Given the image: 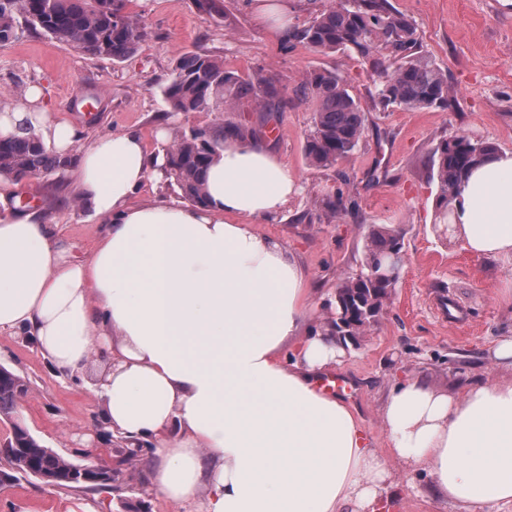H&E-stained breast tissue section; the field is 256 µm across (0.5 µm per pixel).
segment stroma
<instances>
[{
  "label": "stroma",
  "instance_id": "1",
  "mask_svg": "<svg viewBox=\"0 0 512 512\" xmlns=\"http://www.w3.org/2000/svg\"><path fill=\"white\" fill-rule=\"evenodd\" d=\"M417 25L424 51L448 74L458 104L449 109H383L376 103L368 63L354 54L320 55L281 40L258 21L250 0H223L224 16L199 11L195 0H129L147 35L138 51L115 62L59 47L29 34L0 43V94L40 87L45 107L69 119L85 134L127 128L152 137L164 120L176 128H209L218 121L257 130L296 178L299 192L272 221L256 228L295 253L318 293L334 292L340 278L360 270L365 235L372 225L397 228L405 263L401 278L366 337L353 342L331 375L351 383L347 403L379 450L388 446L381 417L384 399L397 380L420 377L453 391L467 383L512 379L494 365L497 341L512 336V257L470 253L460 240L441 234L430 220L438 185L429 172L433 148L464 134L512 151V0H392ZM184 52L221 56L227 69L273 77L288 99L268 114L245 106L235 112L171 115L161 90L174 61ZM327 68L346 81L365 113L363 138L346 161L318 167L306 159L304 141L313 112L295 88L303 72ZM56 178L21 182L23 196L37 197L49 211L76 258L90 257L102 225L79 218L70 190H56ZM342 195L345 210L330 215L322 198ZM460 304L449 322L444 299ZM22 376L29 390L18 402V418L43 443L81 461L85 443L105 446L93 426L98 410L83 380L57 377L33 341L0 334V366ZM400 482V512H462L459 505L428 500L421 492L427 471L392 466ZM116 512V496L65 492L23 477L0 487V512Z\"/></svg>",
  "mask_w": 512,
  "mask_h": 512
}]
</instances>
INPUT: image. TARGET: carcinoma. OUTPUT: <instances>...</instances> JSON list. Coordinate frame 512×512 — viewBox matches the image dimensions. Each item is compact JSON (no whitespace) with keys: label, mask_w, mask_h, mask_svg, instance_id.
Masks as SVG:
<instances>
[{"label":"carcinoma","mask_w":512,"mask_h":512,"mask_svg":"<svg viewBox=\"0 0 512 512\" xmlns=\"http://www.w3.org/2000/svg\"><path fill=\"white\" fill-rule=\"evenodd\" d=\"M127 0H0V42L39 32L66 49L122 61L134 54L146 32L139 15L126 10ZM288 42L302 43L316 54L353 53L369 63L376 75L378 104L383 108H449L455 102L448 75L422 50L417 27L391 0H334L316 11L301 27L294 26ZM299 92L314 112L305 154L318 167H333L348 159L364 133V112L334 70L306 71ZM169 110L176 113L234 112L248 102L262 112H277L283 104L273 78L256 74L243 78L224 68L211 54H181L163 89ZM245 138V130L224 122L209 129L180 132L167 152L168 176L190 202L206 203L204 173L224 139ZM494 146L456 135L442 140L430 158L437 179V211L448 216V200L467 171ZM49 149L33 131L0 139V176L17 182L50 176L70 165ZM403 252L398 231L372 228L365 239L361 275L336 284L334 319L325 324L335 336H361L381 314L396 287L403 265H392ZM28 382L7 369L0 377V415L11 416ZM36 466L51 476L47 484L67 492H99L112 483L95 486L74 482L72 461L44 446L30 432L15 434L0 454V472L16 481Z\"/></svg>","instance_id":"obj_1"}]
</instances>
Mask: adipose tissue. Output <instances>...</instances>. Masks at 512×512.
Instances as JSON below:
<instances>
[{
    "label": "adipose tissue",
    "instance_id": "obj_1",
    "mask_svg": "<svg viewBox=\"0 0 512 512\" xmlns=\"http://www.w3.org/2000/svg\"><path fill=\"white\" fill-rule=\"evenodd\" d=\"M31 87L0 104V137L32 129L61 155L81 206L103 224L73 261L42 209L16 210L0 180V333L30 336L61 377H90L116 440L152 447L145 475L174 512H389L400 495L387 458L317 380L339 363L329 332L303 335L311 276L256 231L298 190L265 145L227 138L205 172V205L133 203L163 178L172 128L150 151L134 128L81 139ZM451 233L470 252L512 255V153H493L457 185ZM105 356L99 371L92 353ZM390 456L427 470L428 497L466 512L512 505V380L449 394L396 385L382 411Z\"/></svg>",
    "mask_w": 512,
    "mask_h": 512
}]
</instances>
